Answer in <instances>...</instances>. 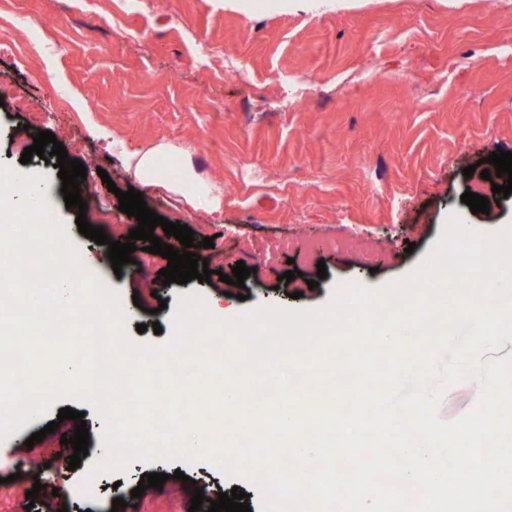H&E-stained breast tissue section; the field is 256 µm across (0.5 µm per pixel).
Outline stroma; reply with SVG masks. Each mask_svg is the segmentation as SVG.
<instances>
[{
	"mask_svg": "<svg viewBox=\"0 0 512 512\" xmlns=\"http://www.w3.org/2000/svg\"><path fill=\"white\" fill-rule=\"evenodd\" d=\"M510 35L512 0H240L235 11L224 0H0V163L17 165L36 132L50 131L84 164L83 212L112 240L138 225L119 209L118 192L131 189L195 240L212 238L199 251L209 281L162 285L167 259L147 264L139 250L114 272L107 246L79 233L81 211L60 196L56 156L34 163L58 191L51 217L88 268L111 280L122 307L140 304L127 324L135 345L165 344L179 296L192 292L220 320L261 306L321 309L352 284L379 288L410 272L448 214L482 235L512 223V199H492L506 177L462 174L512 152V49L500 44ZM157 145L165 179L142 183L126 155ZM183 163L221 195L219 209L169 191ZM468 190L490 198L488 213L462 203ZM239 261L253 269L241 288L221 280ZM292 268L298 277L279 283ZM480 398L475 381L449 386L439 417L456 420ZM65 407L84 413L90 445L53 478L76 426L58 421ZM52 421L55 432L26 447ZM107 427L89 404L63 398L0 443V478L14 488L0 512H188L197 487L212 500L239 489L261 512L255 485L206 462L137 460L90 476ZM146 473L167 480L132 497ZM38 478L46 487L31 506ZM117 497L127 507L114 508Z\"/></svg>",
	"mask_w": 512,
	"mask_h": 512,
	"instance_id": "1",
	"label": "stroma"
}]
</instances>
